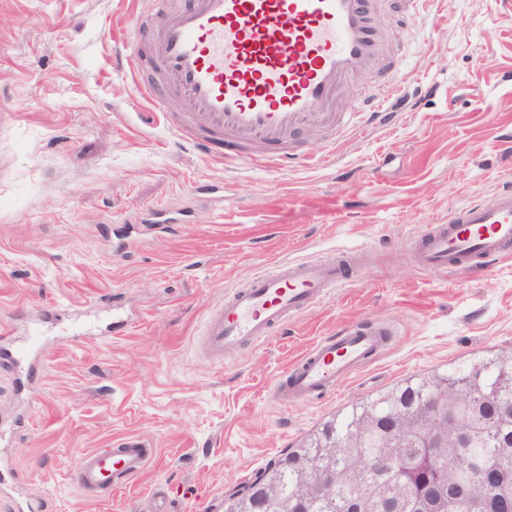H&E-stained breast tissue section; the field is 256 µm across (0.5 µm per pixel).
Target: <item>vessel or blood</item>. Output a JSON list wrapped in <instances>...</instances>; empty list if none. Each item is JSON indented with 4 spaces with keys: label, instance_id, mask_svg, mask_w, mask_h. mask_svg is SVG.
<instances>
[{
    "label": "vessel or blood",
    "instance_id": "vessel-or-blood-1",
    "mask_svg": "<svg viewBox=\"0 0 512 512\" xmlns=\"http://www.w3.org/2000/svg\"><path fill=\"white\" fill-rule=\"evenodd\" d=\"M135 17L131 66L137 92L161 112L170 98L182 108L176 130L213 155L238 164L283 167L294 157L293 138L306 130H353L393 118L377 97L341 110L340 89L383 53L374 17L378 0H152ZM512 253V193L470 204L434 225L414 249L423 269H467ZM347 259L285 260L255 274L207 316L212 359L246 342L264 340L345 286ZM383 326L350 325L320 337L273 391L282 402H302L334 391L391 343ZM156 454L150 441L129 434L86 452L72 477L87 498L112 493L143 474Z\"/></svg>",
    "mask_w": 512,
    "mask_h": 512
}]
</instances>
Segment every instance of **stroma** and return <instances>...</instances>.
Returning a JSON list of instances; mask_svg holds the SVG:
<instances>
[{"label":"stroma","instance_id":"stroma-1","mask_svg":"<svg viewBox=\"0 0 512 512\" xmlns=\"http://www.w3.org/2000/svg\"><path fill=\"white\" fill-rule=\"evenodd\" d=\"M425 8L415 23L384 0L383 56L342 89L346 108L402 81L394 120L300 136L309 161L272 169L211 156L176 131L179 100L165 115L137 94L126 21L151 0H0V332L44 336L34 382L0 369V512H153L160 496L210 512L349 405L512 348V257L482 272L412 259L429 225L512 193V0ZM349 248L346 286L223 362L205 354L208 310L245 279ZM109 294L131 323L102 336ZM78 312L92 331L71 341ZM348 324L394 342L334 392L277 398ZM128 433L157 450L146 472L80 497L83 453Z\"/></svg>","mask_w":512,"mask_h":512}]
</instances>
